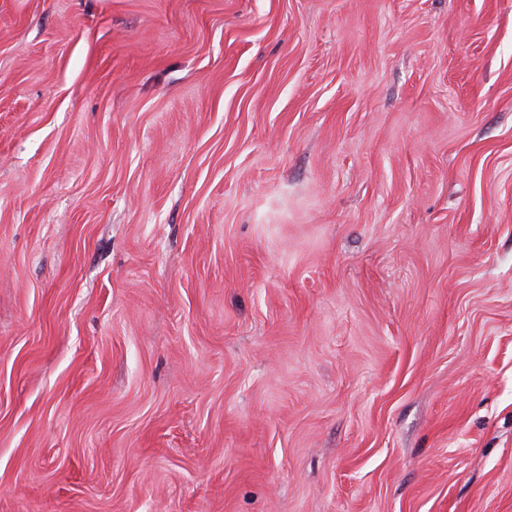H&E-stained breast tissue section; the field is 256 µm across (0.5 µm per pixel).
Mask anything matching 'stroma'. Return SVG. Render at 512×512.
<instances>
[{
	"label": "stroma",
	"instance_id": "obj_1",
	"mask_svg": "<svg viewBox=\"0 0 512 512\" xmlns=\"http://www.w3.org/2000/svg\"><path fill=\"white\" fill-rule=\"evenodd\" d=\"M0 512H512V0H0Z\"/></svg>",
	"mask_w": 512,
	"mask_h": 512
}]
</instances>
